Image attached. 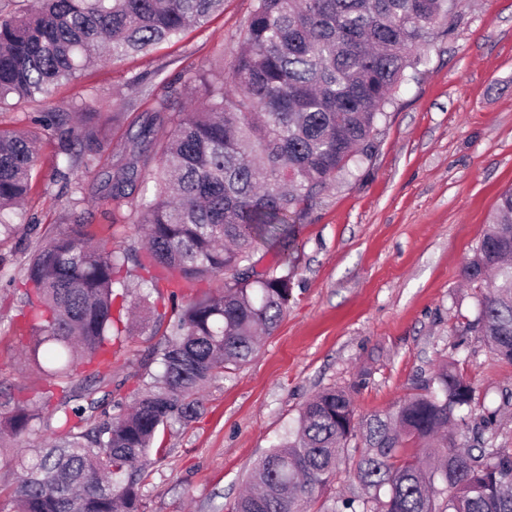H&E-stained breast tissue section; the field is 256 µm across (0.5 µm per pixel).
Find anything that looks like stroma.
I'll list each match as a JSON object with an SVG mask.
<instances>
[{"instance_id":"1","label":"stroma","mask_w":512,"mask_h":512,"mask_svg":"<svg viewBox=\"0 0 512 512\" xmlns=\"http://www.w3.org/2000/svg\"><path fill=\"white\" fill-rule=\"evenodd\" d=\"M251 0H224L206 27L148 54L86 69L56 87L50 104L0 109V127L38 134L25 223L0 243V268L15 274L45 232L75 223L115 248L142 245L128 207L103 198L100 183L136 148L135 136L163 81L183 71L232 62ZM447 36L434 40L421 74L399 90L379 125L370 157L351 162L303 224L290 250L294 265L285 312L251 360L203 392L204 410L157 439L141 487L143 512H227L252 465L293 426L317 391H347L357 418L382 414L416 393L439 365L475 388L476 408L496 414L495 447L512 448V363L472 329L478 288L463 269L488 227L500 194L512 187V0H462ZM145 75L120 123L110 115L125 80ZM97 95L96 123L107 148L81 195L53 180L57 139L37 120L47 106ZM0 308V387L38 384L23 343ZM125 349L102 375L130 402L136 374L156 343L153 314L138 313Z\"/></svg>"}]
</instances>
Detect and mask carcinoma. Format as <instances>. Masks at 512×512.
I'll list each match as a JSON object with an SVG mask.
<instances>
[{"label": "carcinoma", "instance_id": "carcinoma-1", "mask_svg": "<svg viewBox=\"0 0 512 512\" xmlns=\"http://www.w3.org/2000/svg\"><path fill=\"white\" fill-rule=\"evenodd\" d=\"M0 5V105L46 101L56 84L88 66L146 54L224 11V0H34ZM460 0H252L239 50L219 79L189 69L157 97L136 139L152 142L104 180L105 197L130 207L143 226L142 250L93 242L81 225L39 245L8 280L27 327V359L42 384L0 393V447L50 432L29 455L5 457L16 473L0 484V512H142L141 485L158 435L201 414V391L224 370L246 363L258 333L276 326L288 304L294 266L290 246L318 199L357 155L369 156L377 123L396 93L426 64L424 49L445 35ZM195 96L200 106L175 110ZM98 98L74 112L47 111L40 123L58 140L69 180L93 172L105 143L93 122ZM35 137L0 128V238L27 197ZM153 193L135 200L129 187L142 171ZM260 245L284 251L256 270ZM143 272L150 297L176 282L227 276L224 291L172 307L152 347L162 371L138 375L132 405L112 391L82 393L75 372L93 382L112 346L131 336L121 320L128 286L122 272ZM478 298L475 331L512 362V188L504 191L488 229L464 267ZM170 293L169 301H174ZM474 388L446 365L422 392L395 410L355 420L344 390L314 394L296 426L252 468L250 487L230 512H512V448L484 441L483 431L457 435L471 416ZM363 449L354 475L366 496L330 507L319 496L346 460L348 442ZM431 463L402 457L408 441Z\"/></svg>", "mask_w": 512, "mask_h": 512}]
</instances>
